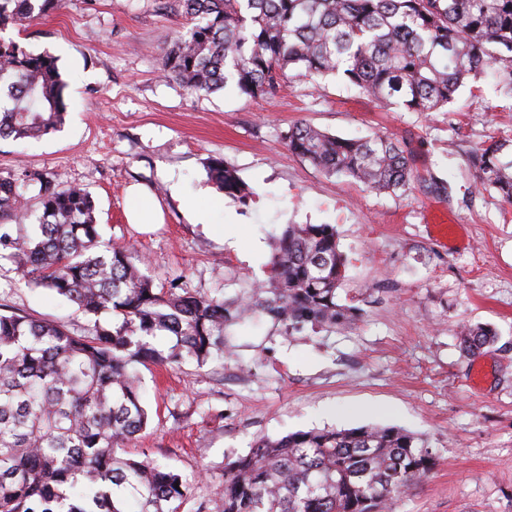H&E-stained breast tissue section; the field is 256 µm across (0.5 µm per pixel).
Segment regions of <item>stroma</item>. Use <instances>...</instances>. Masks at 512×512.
Returning <instances> with one entry per match:
<instances>
[{
    "label": "stroma",
    "mask_w": 512,
    "mask_h": 512,
    "mask_svg": "<svg viewBox=\"0 0 512 512\" xmlns=\"http://www.w3.org/2000/svg\"><path fill=\"white\" fill-rule=\"evenodd\" d=\"M186 27L167 0H65L25 29L0 31L55 57L67 84L63 128L1 139L0 174L86 188L103 240L132 245L158 289L243 293L266 279L286 225H335L347 259L339 301L362 315L288 335L264 318L233 327L223 357L204 366L142 368L152 420L129 453L175 468L189 486L181 510L195 512L256 437L396 425L426 438L438 462L392 512H512V204L481 189L469 165L477 148L512 137V95L488 74L425 115L383 109L331 78H292L255 101L228 88L198 96L163 75V53ZM299 123L344 138L391 135L416 179L393 194L327 176L289 151L284 134ZM212 158L236 170L248 204L215 205ZM432 174L447 180V197L426 188ZM134 184L154 196L163 223L128 222ZM196 208L217 231L193 222ZM434 212L447 217V239ZM0 306L87 323L5 260ZM464 323L497 333L474 359L459 347Z\"/></svg>",
    "instance_id": "obj_1"
}]
</instances>
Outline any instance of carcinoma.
Masks as SVG:
<instances>
[{
    "label": "carcinoma",
    "instance_id": "1",
    "mask_svg": "<svg viewBox=\"0 0 512 512\" xmlns=\"http://www.w3.org/2000/svg\"><path fill=\"white\" fill-rule=\"evenodd\" d=\"M190 27L163 54L165 74L209 95L232 83L256 99L290 77H334L383 105L438 112L471 77L497 69L512 92V0H173ZM61 0H0V31L24 29ZM56 60L0 38V139H40L65 121ZM289 150L327 175L396 192L414 179L399 140L343 138L300 123ZM477 184L512 204V138L471 157ZM208 174L247 204L236 170ZM38 185V208L21 207ZM34 221L33 232L4 221ZM0 257L36 288L74 304L82 330L0 312V512H180L186 486L157 460L124 448L150 421L139 367L205 365L229 330L268 317L283 333L334 330L356 309L339 303L345 258L332 224H289L267 279L245 297L154 288L138 252L105 242L91 193L39 174L0 175ZM167 336L170 345L157 344ZM496 332L463 325L468 357ZM437 461L397 426L262 436L227 463L216 497L196 512H384L425 481ZM179 487H174V484Z\"/></svg>",
    "mask_w": 512,
    "mask_h": 512
}]
</instances>
